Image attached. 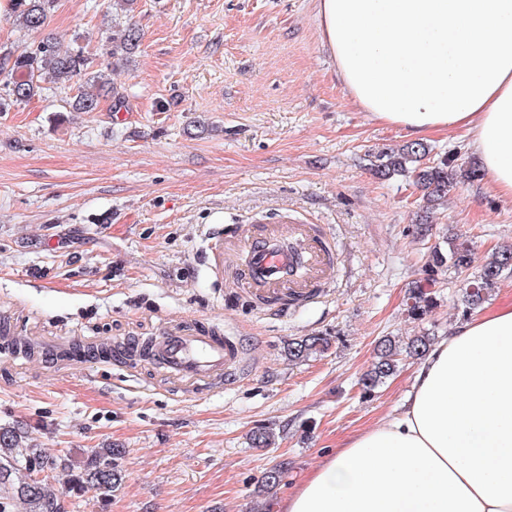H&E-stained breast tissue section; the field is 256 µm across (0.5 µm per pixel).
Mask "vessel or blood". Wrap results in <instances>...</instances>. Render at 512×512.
I'll return each mask as SVG.
<instances>
[{"label":"vessel or blood","mask_w":512,"mask_h":512,"mask_svg":"<svg viewBox=\"0 0 512 512\" xmlns=\"http://www.w3.org/2000/svg\"><path fill=\"white\" fill-rule=\"evenodd\" d=\"M208 250L234 288L274 307L317 298L335 271L334 234L320 224L267 225L245 235L218 226L209 234ZM106 354L115 366L134 371L149 365L180 389L207 395L240 381L246 341L191 318L165 323L152 338L115 340Z\"/></svg>","instance_id":"obj_1"}]
</instances>
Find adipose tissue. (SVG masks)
I'll use <instances>...</instances> for the list:
<instances>
[{"label":"adipose tissue","instance_id":"1","mask_svg":"<svg viewBox=\"0 0 512 512\" xmlns=\"http://www.w3.org/2000/svg\"><path fill=\"white\" fill-rule=\"evenodd\" d=\"M352 100L424 136L466 131L512 199V0H317ZM285 512H512V302L419 360L399 414L350 438Z\"/></svg>","mask_w":512,"mask_h":512}]
</instances>
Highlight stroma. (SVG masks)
<instances>
[{
	"label": "stroma",
	"instance_id": "35a3bbf8",
	"mask_svg": "<svg viewBox=\"0 0 512 512\" xmlns=\"http://www.w3.org/2000/svg\"><path fill=\"white\" fill-rule=\"evenodd\" d=\"M140 34L112 57L114 24ZM45 33L84 47L114 93L75 112L88 77L48 85L0 112V315L22 336H156L188 316L247 340L230 390L184 394L162 372L14 360L0 341V426L22 427L51 456L84 463L124 449L111 496L65 492L66 512H280L347 438L395 415L415 365L404 358L371 394L359 380L378 341L446 336L464 280L439 274L436 300L410 318L426 278L411 179H378L370 157L412 141L349 98L321 40L316 0H56ZM335 232L336 275L316 301L278 314L207 262L221 224L249 232L280 216ZM477 258L512 245V200L486 177L458 184L433 213ZM325 334L323 355L290 360L289 342ZM275 435L269 448L250 437ZM287 460L280 485L264 472ZM409 299L412 300L409 312L415 320L423 319L435 304L433 298L425 292L421 284H416L412 287Z\"/></svg>",
	"mask_w": 512,
	"mask_h": 512
}]
</instances>
